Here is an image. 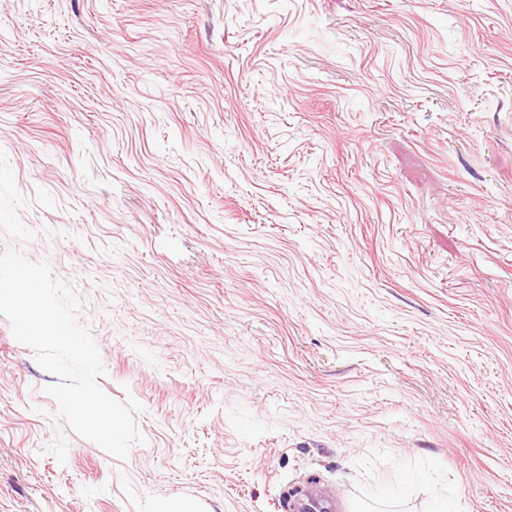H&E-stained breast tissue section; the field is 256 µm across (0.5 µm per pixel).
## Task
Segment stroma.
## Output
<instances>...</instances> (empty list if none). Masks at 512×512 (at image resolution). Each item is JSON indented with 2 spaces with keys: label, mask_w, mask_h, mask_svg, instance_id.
I'll list each match as a JSON object with an SVG mask.
<instances>
[{
  "label": "stroma",
  "mask_w": 512,
  "mask_h": 512,
  "mask_svg": "<svg viewBox=\"0 0 512 512\" xmlns=\"http://www.w3.org/2000/svg\"><path fill=\"white\" fill-rule=\"evenodd\" d=\"M10 249L145 441L0 316V512H512V0H0Z\"/></svg>",
  "instance_id": "1"
}]
</instances>
